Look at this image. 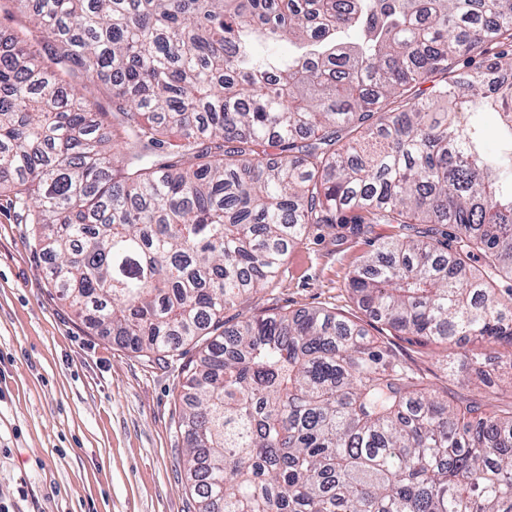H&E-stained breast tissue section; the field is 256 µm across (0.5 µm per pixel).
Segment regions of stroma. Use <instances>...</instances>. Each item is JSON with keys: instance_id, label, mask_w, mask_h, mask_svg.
I'll return each mask as SVG.
<instances>
[{"instance_id": "1", "label": "stroma", "mask_w": 512, "mask_h": 512, "mask_svg": "<svg viewBox=\"0 0 512 512\" xmlns=\"http://www.w3.org/2000/svg\"><path fill=\"white\" fill-rule=\"evenodd\" d=\"M396 232L311 225L273 286L224 319L325 307L359 322L436 393L512 407V393L453 378L436 345L390 332L348 279ZM182 360L157 359L85 327L49 282L9 194L0 193V505L7 512H190L177 460Z\"/></svg>"}]
</instances>
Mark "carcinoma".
Listing matches in <instances>:
<instances>
[{
	"label": "carcinoma",
	"instance_id": "obj_1",
	"mask_svg": "<svg viewBox=\"0 0 512 512\" xmlns=\"http://www.w3.org/2000/svg\"><path fill=\"white\" fill-rule=\"evenodd\" d=\"M16 9L0 191L87 328L163 358L204 342L179 397L193 512H512V410L430 394L326 308L224 326L309 225L395 224L353 299L398 334L486 345L512 387V0H0ZM281 41L297 53L258 52ZM445 359L484 381V354Z\"/></svg>",
	"mask_w": 512,
	"mask_h": 512
}]
</instances>
